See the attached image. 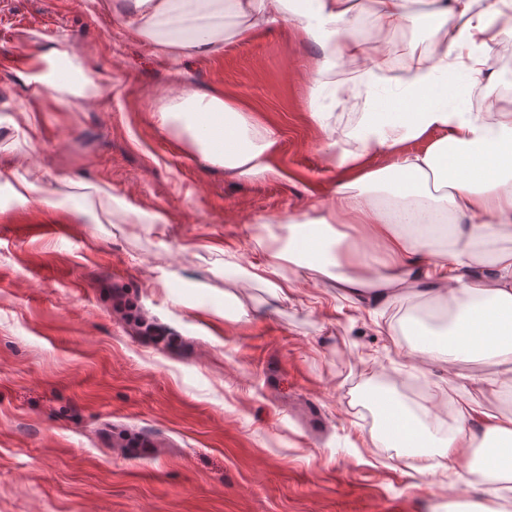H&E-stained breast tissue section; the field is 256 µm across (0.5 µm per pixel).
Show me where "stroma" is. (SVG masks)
Returning <instances> with one entry per match:
<instances>
[{"mask_svg": "<svg viewBox=\"0 0 512 512\" xmlns=\"http://www.w3.org/2000/svg\"><path fill=\"white\" fill-rule=\"evenodd\" d=\"M129 9L0 0V512H503L500 494L402 467L407 450L377 438L363 395L412 377L404 326L429 302L404 296L376 324L329 282L274 303L224 271L227 248L261 261L252 220L284 239L280 216L333 195L310 112L320 49L271 26L173 62L130 31ZM51 37L102 93L71 110L42 101L32 146L17 145L18 73ZM178 71L277 132L275 173L238 180L160 127L153 104ZM37 167L60 207L14 199L13 172ZM99 188L125 202L108 224L86 204ZM133 207L166 221L131 223ZM232 292L249 320L225 317ZM421 380L512 415V387L462 394L436 368Z\"/></svg>", "mask_w": 512, "mask_h": 512, "instance_id": "obj_1", "label": "stroma"}]
</instances>
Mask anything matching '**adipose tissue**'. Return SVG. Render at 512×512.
Here are the masks:
<instances>
[{
  "mask_svg": "<svg viewBox=\"0 0 512 512\" xmlns=\"http://www.w3.org/2000/svg\"><path fill=\"white\" fill-rule=\"evenodd\" d=\"M408 0H376L369 31L359 30L351 0H132L127 24L154 54L171 60L223 53L226 17L239 39L271 25L290 28L324 50L311 93V112L329 136L326 160L338 172L333 202L289 214L287 243L266 223L254 240L263 263L252 279L286 297L298 280L281 274L310 271L347 299L381 309L405 294L421 293L448 308V337L420 333L408 357L452 369L474 361L512 378V108L488 99L480 111L459 106L457 74L471 84L487 79L486 64L512 39V0H431L423 23L433 40L411 53L403 74L388 73L393 34L407 27ZM21 78L31 97L61 105L98 97L100 81L64 39L47 43ZM362 113L345 143L332 140L329 102ZM154 112L161 127L184 134L211 165L240 180L273 170L277 133L238 102L202 93L178 79ZM423 142L418 151L410 142ZM389 158L374 167L372 159ZM365 224L372 250L345 244L339 227ZM379 419L378 437L417 459L438 449L458 485L483 489L512 479V417L464 405L442 431L432 410L414 413L391 393L368 392ZM499 443L500 454L473 464L478 437Z\"/></svg>",
  "mask_w": 512,
  "mask_h": 512,
  "instance_id": "obj_1",
  "label": "adipose tissue"
}]
</instances>
